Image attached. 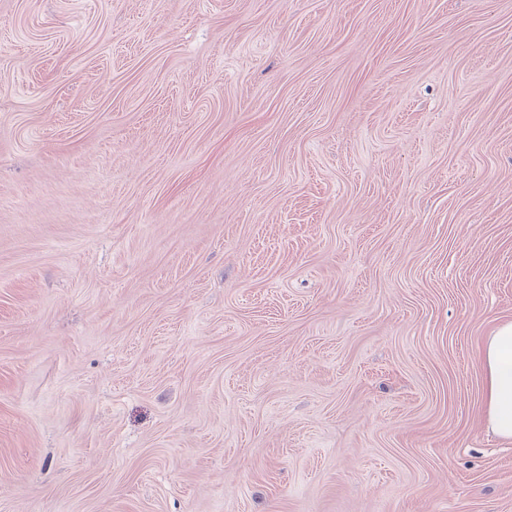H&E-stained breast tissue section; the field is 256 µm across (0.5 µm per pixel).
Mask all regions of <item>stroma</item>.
<instances>
[{
  "mask_svg": "<svg viewBox=\"0 0 512 512\" xmlns=\"http://www.w3.org/2000/svg\"><path fill=\"white\" fill-rule=\"evenodd\" d=\"M512 0H0V512H512ZM479 357L485 376L487 428L499 440L512 443V320L486 336Z\"/></svg>",
  "mask_w": 512,
  "mask_h": 512,
  "instance_id": "obj_1",
  "label": "stroma"
}]
</instances>
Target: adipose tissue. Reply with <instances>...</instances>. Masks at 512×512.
Masks as SVG:
<instances>
[{"instance_id":"ef3b65f1","label":"adipose tissue","mask_w":512,"mask_h":512,"mask_svg":"<svg viewBox=\"0 0 512 512\" xmlns=\"http://www.w3.org/2000/svg\"><path fill=\"white\" fill-rule=\"evenodd\" d=\"M480 362L485 376L487 428L499 440L512 443V320L486 336Z\"/></svg>"}]
</instances>
